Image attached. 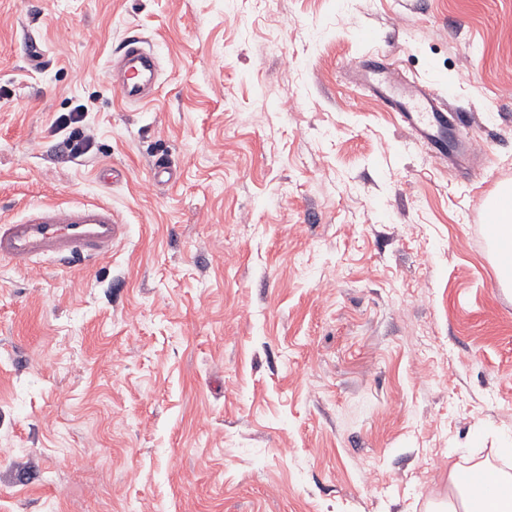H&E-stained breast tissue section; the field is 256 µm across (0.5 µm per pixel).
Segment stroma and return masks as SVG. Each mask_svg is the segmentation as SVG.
<instances>
[{"instance_id": "stroma-1", "label": "stroma", "mask_w": 512, "mask_h": 512, "mask_svg": "<svg viewBox=\"0 0 512 512\" xmlns=\"http://www.w3.org/2000/svg\"><path fill=\"white\" fill-rule=\"evenodd\" d=\"M508 15L0 0V224L103 201L129 227L90 265L0 260V512H430L451 464L512 474V289L482 218L512 185ZM132 37L162 65L142 104L103 76ZM373 50L489 163L429 156L359 97Z\"/></svg>"}]
</instances>
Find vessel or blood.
Returning <instances> with one entry per match:
<instances>
[{"label": "vessel or blood", "instance_id": "1", "mask_svg": "<svg viewBox=\"0 0 512 512\" xmlns=\"http://www.w3.org/2000/svg\"><path fill=\"white\" fill-rule=\"evenodd\" d=\"M117 68L112 85L122 101L138 104L155 94L153 79L160 62L142 40L126 44ZM355 69L360 88L399 112L415 140L429 145L434 154L456 150L476 161L472 138L449 140V126L461 127L465 121L449 110L437 89L410 80L393 64L372 58L356 64ZM126 234V225L107 203L46 204L32 208L20 221L0 224V258L23 268L46 264L71 267L111 254Z\"/></svg>", "mask_w": 512, "mask_h": 512}]
</instances>
